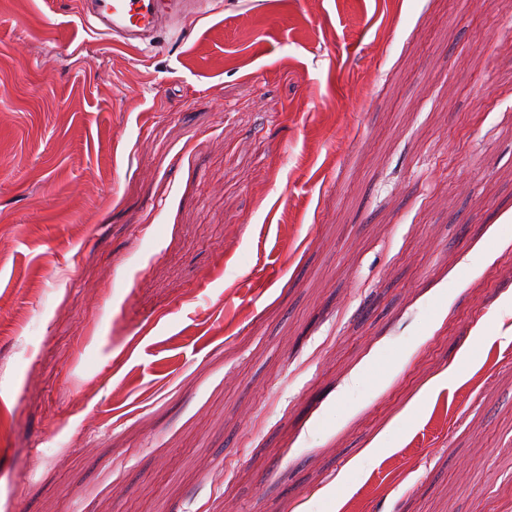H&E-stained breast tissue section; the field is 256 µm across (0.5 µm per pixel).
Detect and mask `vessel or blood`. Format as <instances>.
<instances>
[{
  "mask_svg": "<svg viewBox=\"0 0 512 512\" xmlns=\"http://www.w3.org/2000/svg\"><path fill=\"white\" fill-rule=\"evenodd\" d=\"M202 0H85L99 33L116 45H152L161 35H181L200 13Z\"/></svg>",
  "mask_w": 512,
  "mask_h": 512,
  "instance_id": "vessel-or-blood-1",
  "label": "vessel or blood"
}]
</instances>
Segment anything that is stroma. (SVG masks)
Returning <instances> with one entry per match:
<instances>
[{
  "label": "stroma",
  "instance_id": "1",
  "mask_svg": "<svg viewBox=\"0 0 512 512\" xmlns=\"http://www.w3.org/2000/svg\"><path fill=\"white\" fill-rule=\"evenodd\" d=\"M0 512H512V0H0ZM84 19L92 16L99 33L113 45L151 46L162 34L181 35L200 13L201 0H87ZM86 9V10H85Z\"/></svg>",
  "mask_w": 512,
  "mask_h": 512
}]
</instances>
